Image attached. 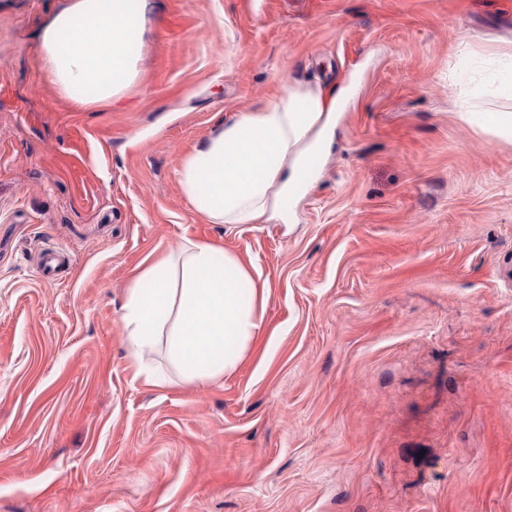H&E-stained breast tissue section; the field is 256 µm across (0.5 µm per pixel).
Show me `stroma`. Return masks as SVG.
I'll return each instance as SVG.
<instances>
[{
    "label": "stroma",
    "instance_id": "obj_1",
    "mask_svg": "<svg viewBox=\"0 0 512 512\" xmlns=\"http://www.w3.org/2000/svg\"><path fill=\"white\" fill-rule=\"evenodd\" d=\"M65 0H0V512H512V0H148L141 76L74 111ZM354 88L296 203L212 224L177 180L288 84ZM250 268L236 371L160 391L122 307L183 238ZM66 265L40 274L46 250ZM459 117L481 132L493 133L502 139L512 142L511 112H460Z\"/></svg>",
    "mask_w": 512,
    "mask_h": 512
}]
</instances>
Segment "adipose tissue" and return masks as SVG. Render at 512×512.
I'll return each instance as SVG.
<instances>
[{
    "instance_id": "obj_1",
    "label": "adipose tissue",
    "mask_w": 512,
    "mask_h": 512,
    "mask_svg": "<svg viewBox=\"0 0 512 512\" xmlns=\"http://www.w3.org/2000/svg\"><path fill=\"white\" fill-rule=\"evenodd\" d=\"M146 0H70L43 28L44 78L74 109L120 99L139 78ZM342 91L290 84L273 103L218 123L177 177L194 209L214 224H261L280 212L322 147ZM264 299L237 256L191 238L134 277L122 322L129 358L156 387L208 386L230 375L262 321ZM165 347L167 365L147 362Z\"/></svg>"
}]
</instances>
